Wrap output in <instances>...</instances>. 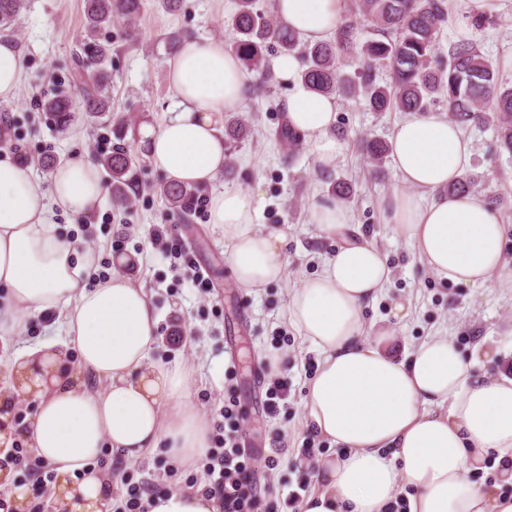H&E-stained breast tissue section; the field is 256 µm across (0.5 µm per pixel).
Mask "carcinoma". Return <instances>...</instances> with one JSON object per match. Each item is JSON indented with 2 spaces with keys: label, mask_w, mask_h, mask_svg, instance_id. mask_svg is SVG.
Listing matches in <instances>:
<instances>
[{
  "label": "carcinoma",
  "mask_w": 512,
  "mask_h": 512,
  "mask_svg": "<svg viewBox=\"0 0 512 512\" xmlns=\"http://www.w3.org/2000/svg\"><path fill=\"white\" fill-rule=\"evenodd\" d=\"M145 7L146 0H85L88 41L72 67V79L81 86L82 98L76 102L57 94L44 103L50 124L58 131L78 119L95 123L105 117L113 122L117 143L100 164L111 181L113 202L123 207L140 193L139 156L125 142L130 123L112 119V73L107 68L110 42H98L96 37L116 17L133 25ZM23 8V0H0V30L10 29ZM447 23L445 0H346L333 40L311 44L273 16L259 13L255 0H236L231 21L235 38L229 51L242 60L248 75L260 81L258 91L269 88L272 81L266 52L273 43L279 52L302 60L301 78L321 94L361 97L375 112L425 114L431 103L445 101L449 121L462 128L473 124L493 128L497 149L512 154V86L502 83L495 62L478 43L453 42L443 51L440 40ZM349 57L363 62L361 70L352 75L340 69V61ZM378 66L390 74L385 86L375 82L373 70ZM248 135L243 118L224 116V139L229 142L224 166H232V146ZM273 137L290 150L301 141L286 119ZM362 148L376 164L389 151L385 142L376 139L366 141ZM159 193L174 214L189 220L198 197L193 186L170 180L159 185Z\"/></svg>",
  "instance_id": "1"
}]
</instances>
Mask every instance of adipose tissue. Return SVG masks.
I'll return each instance as SVG.
<instances>
[{"label": "adipose tissue", "instance_id": "obj_1", "mask_svg": "<svg viewBox=\"0 0 512 512\" xmlns=\"http://www.w3.org/2000/svg\"><path fill=\"white\" fill-rule=\"evenodd\" d=\"M279 20L315 43L330 39L342 0H275ZM288 86V123L318 163L331 166L346 144L334 135L337 99L300 80L292 55L271 59ZM176 102L159 126H143L138 149L170 179L208 184L224 168L225 113L242 107L249 77L223 42L189 40L168 63ZM403 191L388 201L398 233L412 240L439 277L485 286L503 263L504 231L482 196L445 194L463 175L471 144L447 114L415 115L391 140ZM107 192L97 167L81 156L59 166L48 190L24 168L0 157V337L18 333L23 316L59 309L66 341L48 340L16 353L0 390V446L23 441L52 466L67 512H101L112 470L95 467L103 448L125 460L166 447L183 464L202 460L205 418L186 400L188 374L151 357L158 318L143 285L113 274L94 280L96 255L61 234L56 210L82 216ZM211 221L224 229L237 285L260 289L287 271L288 235L257 229L258 200L224 188L210 201ZM310 221L343 242L320 272L303 279L288 302L291 325L319 353L305 398L307 420L338 452L319 460V487L301 512H386L406 495L409 512H512V376L477 375L455 343L435 336L399 352L392 330L364 334L363 311L391 280L384 254L350 236L349 211L316 205ZM74 350L77 364L67 360ZM98 389H91L90 381ZM29 399L35 412L15 425L11 403ZM501 470L490 484L469 473L486 456ZM150 512H221L218 498L199 491L162 490Z\"/></svg>", "mask_w": 512, "mask_h": 512}]
</instances>
